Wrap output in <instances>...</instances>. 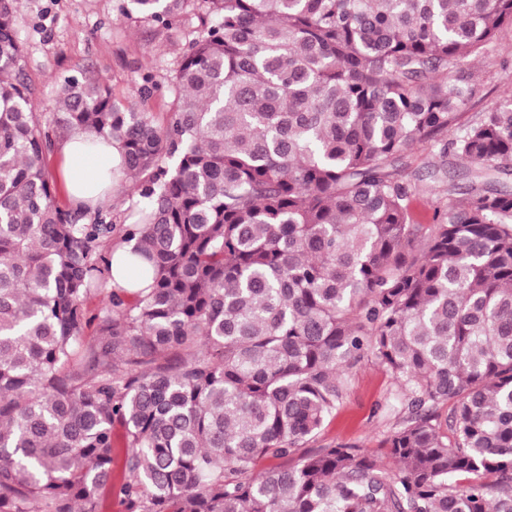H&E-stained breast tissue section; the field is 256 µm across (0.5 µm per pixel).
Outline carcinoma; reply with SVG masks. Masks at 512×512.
I'll use <instances>...</instances> for the list:
<instances>
[{"instance_id":"cac0c4a2","label":"carcinoma","mask_w":512,"mask_h":512,"mask_svg":"<svg viewBox=\"0 0 512 512\" xmlns=\"http://www.w3.org/2000/svg\"><path fill=\"white\" fill-rule=\"evenodd\" d=\"M18 10L0 0V512H100L116 421L126 512H512V102L462 122L463 62L512 0H127L160 34L196 12L164 128L94 76L37 111ZM74 127L121 142L133 223L56 203L44 157ZM417 144L469 165L425 176L430 224ZM366 358L399 385L395 468L299 453Z\"/></svg>"}]
</instances>
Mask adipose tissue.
I'll return each mask as SVG.
<instances>
[{
    "label": "adipose tissue",
    "mask_w": 512,
    "mask_h": 512,
    "mask_svg": "<svg viewBox=\"0 0 512 512\" xmlns=\"http://www.w3.org/2000/svg\"><path fill=\"white\" fill-rule=\"evenodd\" d=\"M91 134L72 129L66 132L60 144V170L70 205L105 206L112 184V169L119 162L121 148L118 142L106 139L92 145Z\"/></svg>",
    "instance_id": "adipose-tissue-1"
}]
</instances>
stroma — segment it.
<instances>
[{"label":"stroma","mask_w":512,"mask_h":512,"mask_svg":"<svg viewBox=\"0 0 512 512\" xmlns=\"http://www.w3.org/2000/svg\"><path fill=\"white\" fill-rule=\"evenodd\" d=\"M120 0H22L15 20L24 46V68L38 109L51 105L69 76L101 75L116 102L136 105L158 125H166L175 101L170 81L185 45L178 32L157 34L152 23L121 14ZM464 68L477 95L467 117L495 110L512 94V26H504L483 56ZM157 86L141 97L145 75ZM399 388L383 367L366 362L353 371L335 414L312 442L316 448L354 444L393 468L383 444L395 422L390 405Z\"/></svg>","instance_id":"35a3bbf8"}]
</instances>
